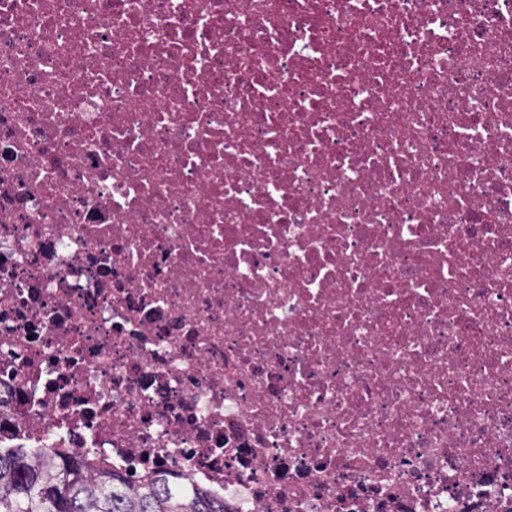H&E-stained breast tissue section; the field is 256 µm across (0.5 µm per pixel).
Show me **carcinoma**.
I'll use <instances>...</instances> for the list:
<instances>
[{
    "mask_svg": "<svg viewBox=\"0 0 512 512\" xmlns=\"http://www.w3.org/2000/svg\"><path fill=\"white\" fill-rule=\"evenodd\" d=\"M0 512H224L205 494L170 487L155 472L133 485L79 450L44 448L35 458L0 450Z\"/></svg>",
    "mask_w": 512,
    "mask_h": 512,
    "instance_id": "cac0c4a2",
    "label": "carcinoma"
}]
</instances>
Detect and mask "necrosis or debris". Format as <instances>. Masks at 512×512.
<instances>
[{
  "instance_id": "4bbe7bcc",
  "label": "necrosis or debris",
  "mask_w": 512,
  "mask_h": 512,
  "mask_svg": "<svg viewBox=\"0 0 512 512\" xmlns=\"http://www.w3.org/2000/svg\"><path fill=\"white\" fill-rule=\"evenodd\" d=\"M224 512H512V0H0V447Z\"/></svg>"
}]
</instances>
